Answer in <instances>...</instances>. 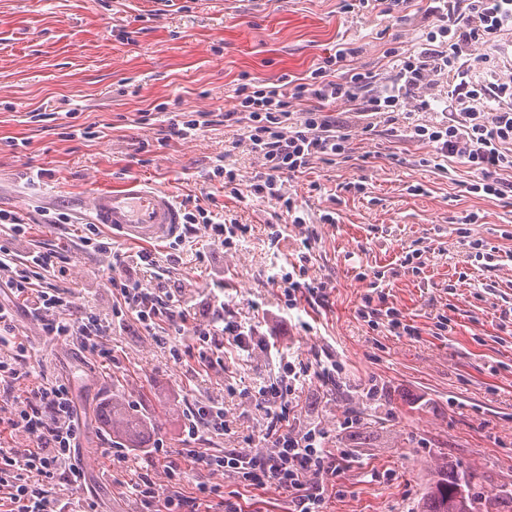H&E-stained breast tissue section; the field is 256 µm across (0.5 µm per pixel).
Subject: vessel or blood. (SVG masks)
<instances>
[{
  "instance_id": "b4317fda",
  "label": "vessel or blood",
  "mask_w": 512,
  "mask_h": 512,
  "mask_svg": "<svg viewBox=\"0 0 512 512\" xmlns=\"http://www.w3.org/2000/svg\"><path fill=\"white\" fill-rule=\"evenodd\" d=\"M89 213L92 223L130 244L171 241L180 236L184 225L183 210L170 192L138 182L98 190L90 200Z\"/></svg>"
}]
</instances>
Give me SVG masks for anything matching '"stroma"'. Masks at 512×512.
Masks as SVG:
<instances>
[{
    "mask_svg": "<svg viewBox=\"0 0 512 512\" xmlns=\"http://www.w3.org/2000/svg\"><path fill=\"white\" fill-rule=\"evenodd\" d=\"M345 3L0 0V209L27 224L24 237L0 235V245L66 256L76 304L108 318L116 303L105 286L111 260L80 245L94 190L141 181L247 225L228 248L202 229L183 234L167 286L202 322L214 282L223 281L225 305L293 360L327 352L341 363L335 385L302 390L293 422L318 427L328 448L352 454L330 479L326 512H416L424 487L451 466L475 472L480 491L512 512V197L469 192L466 165L436 166L399 124L364 134L363 116L340 102L344 154L283 175L281 198L242 203L212 176L220 163L246 184L261 169L244 123L224 118L239 85L306 76L341 42L358 48L354 66L387 78V49L411 48L427 24V0L388 15H355ZM491 60L512 81V29L475 44L468 57L480 73ZM201 113L209 123L195 136L165 140L172 120ZM89 125L95 137H69L70 128ZM287 198L296 214L287 213ZM47 211L68 213L70 224H47ZM296 215L316 230L308 275L328 294L326 304L303 310L288 309L271 281L298 248ZM493 247L506 259L489 267L480 252ZM377 276L386 306L415 335L360 316ZM15 325L33 379L67 382L74 394L96 512H146L131 493L134 467L112 463L106 438L131 448L160 438L178 452L187 402L223 401L226 430L211 450L264 451L265 416L240 391L278 374L275 355L229 347L223 367L202 371L193 357L175 363L131 321L114 329L104 364L44 336L25 309ZM104 402L113 409L108 423L98 418Z\"/></svg>",
    "mask_w": 512,
    "mask_h": 512,
    "instance_id": "obj_1",
    "label": "stroma"
}]
</instances>
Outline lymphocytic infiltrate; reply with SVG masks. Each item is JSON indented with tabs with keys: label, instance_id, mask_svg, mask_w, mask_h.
<instances>
[{
	"label": "lymphocytic infiltrate",
	"instance_id": "obj_1",
	"mask_svg": "<svg viewBox=\"0 0 512 512\" xmlns=\"http://www.w3.org/2000/svg\"><path fill=\"white\" fill-rule=\"evenodd\" d=\"M429 18L417 51L389 49V56L397 60L391 80L382 82L351 67L357 50L342 43L306 77L285 78L280 85L264 88L239 87L238 107L249 120L245 137L263 170L249 185H234V197L244 202L274 195L282 174L302 172L316 158L343 154L348 137L331 112L339 101L350 103L353 112L366 117L363 131L367 134L375 128L370 121L374 114L403 112L411 104L438 112L437 120L408 124L407 137L429 147L435 158L461 160L473 174L471 192L512 195V84L501 81L493 70L474 78L466 62L473 43L493 42L512 26V0H433ZM293 222L302 232L299 261L291 272L274 278L292 308L327 298L325 286L307 278L306 264L316 234L303 217H294ZM63 270L61 256L52 249L20 256L0 248V274L6 277L0 292V391L10 402L0 416V429L29 442L25 448H0V507L5 512L93 509L83 495L85 475L77 460L82 424L71 389L59 381L30 382L29 351L14 336L16 307L26 308L45 336L76 341L80 350L104 359L112 356L108 341L114 328L128 320L139 324L178 363L194 353L198 365L210 368L223 364L225 347L248 352L257 343L266 349L271 346L270 340H257L256 325L242 322L217 299L207 322L193 325L194 349L184 348L173 332L188 323V304L170 289L146 288L130 278L108 279L121 298L111 318L76 309L68 287L42 281L43 275L53 277ZM280 367L282 376L246 393L264 411L263 440L268 452L207 449L208 438L224 431V405L210 400L187 406L181 455L190 461L196 477L195 495L183 494L186 470L171 460L163 439L152 440L136 454L122 442L108 441L113 461L123 463L134 457L141 463L139 480L132 486L134 495L146 505L161 504L163 512H243L236 495L216 498L208 482L209 476L228 472L240 485L283 491L288 512H324L328 479L350 455L327 448L326 436L317 427L296 432L291 422L301 389L334 385L338 367L330 358L312 363L284 359ZM159 466L169 486L164 496L150 476ZM59 484L70 488V497L57 495Z\"/></svg>",
	"mask_w": 512,
	"mask_h": 512
}]
</instances>
